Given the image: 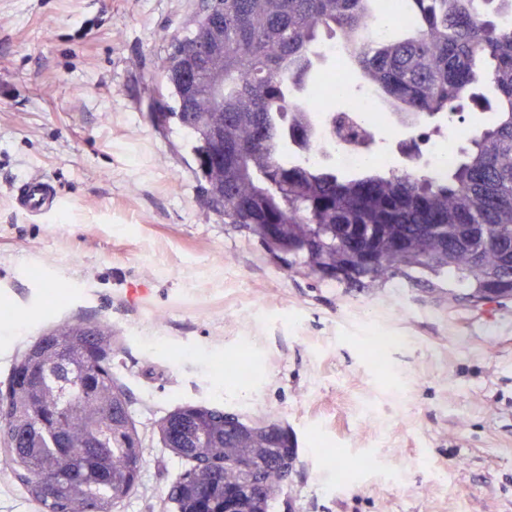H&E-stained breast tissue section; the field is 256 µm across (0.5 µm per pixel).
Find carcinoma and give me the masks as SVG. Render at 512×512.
Here are the masks:
<instances>
[{"mask_svg": "<svg viewBox=\"0 0 512 512\" xmlns=\"http://www.w3.org/2000/svg\"><path fill=\"white\" fill-rule=\"evenodd\" d=\"M410 23L404 36L374 40L369 25L387 0H224V46L199 65L193 91L174 81L176 65L196 56L206 24L186 28L171 44L163 73L170 100L160 108L192 140L203 194L224 223L246 229L272 253L302 259L310 273L352 269L350 278L380 284L398 275H448V304L512 301V0H401ZM338 39L365 85L392 108L398 120H453L464 101L494 111L495 121L474 129L448 177L398 173L379 166L354 172L316 168L305 153H326L314 142L315 111L307 79L320 58L317 45ZM224 83V100L213 86ZM346 111L333 118L337 133L374 150L375 135ZM224 130V143L203 128ZM236 169L223 181L216 157ZM112 346V330L100 323L66 321L51 327L15 360L12 374L42 376L14 393L23 411L0 430V464L21 478L51 470L54 498L44 512H110L138 476L139 438L122 387L107 373L94 393L79 392L86 352ZM71 361L58 364V349ZM66 400L69 456L60 463L34 432L56 400ZM163 442L191 463L172 484L174 512H189L197 490L208 488L212 508L223 512L224 486L238 490L240 512H272L286 479L265 471L260 487L244 479L245 456L264 462L294 447L278 417L232 418L217 408L194 405L167 414ZM224 458V473L210 476L202 463Z\"/></svg>", "mask_w": 512, "mask_h": 512, "instance_id": "1", "label": "carcinoma"}]
</instances>
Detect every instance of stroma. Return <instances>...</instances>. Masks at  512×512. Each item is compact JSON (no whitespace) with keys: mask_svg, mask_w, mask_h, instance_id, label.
Wrapping results in <instances>:
<instances>
[{"mask_svg":"<svg viewBox=\"0 0 512 512\" xmlns=\"http://www.w3.org/2000/svg\"><path fill=\"white\" fill-rule=\"evenodd\" d=\"M205 3L0 0V392L44 329H111L142 444L112 512H172L188 463L159 426L186 404L279 417L297 459L275 512H512V303L449 305L427 274L357 288L225 223L150 116ZM34 174L59 200L38 219L15 207ZM248 353L262 369L233 382Z\"/></svg>","mask_w":512,"mask_h":512,"instance_id":"stroma-1","label":"stroma"}]
</instances>
